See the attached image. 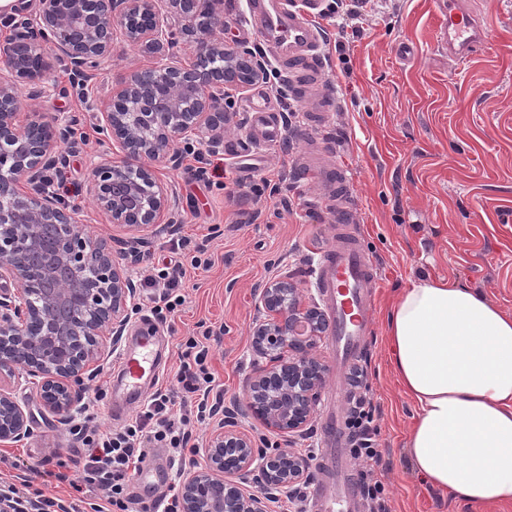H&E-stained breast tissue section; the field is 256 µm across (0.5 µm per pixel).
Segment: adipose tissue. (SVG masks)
<instances>
[{
	"instance_id": "1",
	"label": "adipose tissue",
	"mask_w": 512,
	"mask_h": 512,
	"mask_svg": "<svg viewBox=\"0 0 512 512\" xmlns=\"http://www.w3.org/2000/svg\"><path fill=\"white\" fill-rule=\"evenodd\" d=\"M386 337L417 408L407 442L417 478L477 510L512 502V314L424 277L400 292Z\"/></svg>"
}]
</instances>
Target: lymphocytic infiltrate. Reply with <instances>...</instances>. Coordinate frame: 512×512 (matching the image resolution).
<instances>
[{
	"mask_svg": "<svg viewBox=\"0 0 512 512\" xmlns=\"http://www.w3.org/2000/svg\"><path fill=\"white\" fill-rule=\"evenodd\" d=\"M209 348L198 337L181 345L180 365L170 388L156 391L132 424L120 430L92 431L84 438L85 462L69 486L87 495V504H73V512H128L133 502L134 478L150 448H168L176 468H184L185 450L193 431L191 422H204L209 408L206 396L216 380L207 365ZM370 397L360 396L348 427L352 455L360 465V489L370 512H390L385 485L380 478L382 452L377 443L379 427Z\"/></svg>",
	"mask_w": 512,
	"mask_h": 512,
	"instance_id": "lymphocytic-infiltrate-1",
	"label": "lymphocytic infiltrate"
}]
</instances>
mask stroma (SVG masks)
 Masks as SVG:
<instances>
[{
  "instance_id": "obj_1",
  "label": "stroma",
  "mask_w": 512,
  "mask_h": 512,
  "mask_svg": "<svg viewBox=\"0 0 512 512\" xmlns=\"http://www.w3.org/2000/svg\"><path fill=\"white\" fill-rule=\"evenodd\" d=\"M465 2L483 21L485 42L475 55L457 61L439 44L445 18L434 0H378L374 10L347 18L333 0H323L316 23L324 36L325 79L338 97L323 127L307 128L297 118L286 125L281 141L252 147L246 132L253 91L233 93L221 155L223 188L188 183L181 175L182 166L213 160L206 150L183 158L181 167L162 169L178 206L170 231L142 249L169 260L180 238H206L211 266L187 269L185 302L162 326L168 340L162 380L170 382L178 369L183 337L204 335L219 389L232 402L244 396L254 368L255 288L285 275L302 295L324 301L315 268L320 246L332 241L331 202L317 175L305 168L303 151L322 152L327 163L347 170L358 214L351 231L375 268L369 290L373 332L342 372L330 336L321 338L316 352L329 371L319 407L337 402L346 418L353 396L370 391L391 512H474L461 499L422 484L409 463L407 436L417 409L395 379L384 336L401 288L426 275L443 278L482 291L512 314V0ZM223 21L226 44L262 53L268 68L262 89L278 112L301 109L293 78L248 25L245 0H224ZM149 62L116 38L111 57L83 92H52L41 103V116L82 117L84 136L61 171L60 195L78 206L79 221L95 235L121 237L125 231L108 223L86 191L90 160L111 157L112 147L96 133L85 101ZM266 177L278 183L277 193L252 194V186ZM117 366V355H110L85 395L97 400L98 422L105 428L124 423L111 413L110 380ZM0 387L12 390L33 422L32 435L0 447V485L27 484L49 497L63 495V487L44 474L61 462L68 475L82 469L79 436L44 408L35 387L6 378ZM335 387L341 393L334 400ZM239 426L262 448L288 446L302 456L321 449L316 421L291 439L253 418Z\"/></svg>"
}]
</instances>
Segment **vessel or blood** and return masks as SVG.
<instances>
[{
    "label": "vessel or blood",
    "mask_w": 512,
    "mask_h": 512,
    "mask_svg": "<svg viewBox=\"0 0 512 512\" xmlns=\"http://www.w3.org/2000/svg\"><path fill=\"white\" fill-rule=\"evenodd\" d=\"M447 17L443 41L448 54L464 60L476 52L484 41V29L479 18L464 5L463 0H436ZM248 15L258 30L264 45L277 61L291 71L303 91L305 121L318 125L324 120L323 105L334 100L333 89L313 93L312 88L324 71L319 57L322 34L312 17L321 10L320 0H305L304 9H297L290 0H247ZM248 109L255 116L252 137L257 143L277 138L281 129L263 94H254ZM325 180L336 192L334 221L352 224L354 211L348 205L351 179L339 167L325 171ZM374 277V265L358 241L351 237L337 239L320 258L317 286L329 312L334 352L338 367H345L368 334L370 303L367 286ZM161 354L157 330L148 323L139 325L123 352L117 376L112 385V406L121 412L139 403L145 389L159 374ZM322 432L328 444L318 465L324 479L313 504V512H350L356 505L352 467L335 447L339 424L335 410H328Z\"/></svg>",
    "instance_id": "1"
}]
</instances>
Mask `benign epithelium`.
I'll use <instances>...</instances> for the list:
<instances>
[{"label": "benign epithelium", "instance_id": "1", "mask_svg": "<svg viewBox=\"0 0 512 512\" xmlns=\"http://www.w3.org/2000/svg\"><path fill=\"white\" fill-rule=\"evenodd\" d=\"M223 0H38L30 11L0 10V376L34 385L45 408L66 424L82 404L87 380L125 336L136 307L130 264L149 240L168 230L175 200L157 165L176 166L177 141L224 149V96L262 78L264 61L224 43ZM140 20L136 25L129 21ZM126 41L152 55L99 97L97 133L118 148L116 159L92 164L88 194L111 224L130 232L90 234L78 207L64 201L51 171L66 162L59 143L72 141L76 115L29 119L18 85L36 101L88 82L112 53L116 25ZM193 39L188 60L174 54ZM63 62L69 86L53 75ZM16 287L10 292L6 284ZM252 328L254 370L245 395L216 423L202 462L180 481L181 512H273L308 477V462L290 448H259L238 427L255 418L292 435L315 418L328 367L315 348L323 314L279 277L257 289ZM32 432L30 415L0 387V447Z\"/></svg>", "mask_w": 512, "mask_h": 512}]
</instances>
